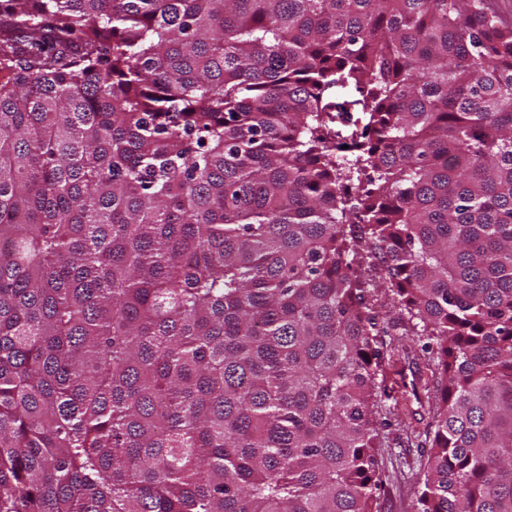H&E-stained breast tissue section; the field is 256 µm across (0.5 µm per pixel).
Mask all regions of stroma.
Listing matches in <instances>:
<instances>
[{
	"label": "stroma",
	"instance_id": "obj_1",
	"mask_svg": "<svg viewBox=\"0 0 512 512\" xmlns=\"http://www.w3.org/2000/svg\"><path fill=\"white\" fill-rule=\"evenodd\" d=\"M384 363L378 376L389 398L379 416V486L374 512H416L417 480L424 473V446L438 373L429 365L426 337L405 322L380 339Z\"/></svg>",
	"mask_w": 512,
	"mask_h": 512
}]
</instances>
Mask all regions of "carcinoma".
I'll return each instance as SVG.
<instances>
[{"label":"carcinoma","mask_w":512,"mask_h":512,"mask_svg":"<svg viewBox=\"0 0 512 512\" xmlns=\"http://www.w3.org/2000/svg\"><path fill=\"white\" fill-rule=\"evenodd\" d=\"M512 512V26L486 0H0V512ZM387 335L378 336L384 363L378 382L389 399L378 416L382 448H379V486L375 512H415L417 479L423 477L430 448H423L430 422V408L438 372L428 364L425 336H409L407 321L385 325Z\"/></svg>","instance_id":"cac0c4a2"}]
</instances>
